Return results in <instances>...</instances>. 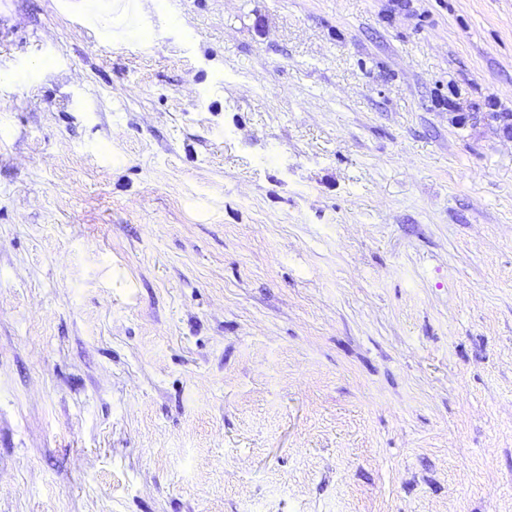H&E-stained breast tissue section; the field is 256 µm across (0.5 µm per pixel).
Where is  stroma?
<instances>
[{
    "label": "stroma",
    "mask_w": 512,
    "mask_h": 512,
    "mask_svg": "<svg viewBox=\"0 0 512 512\" xmlns=\"http://www.w3.org/2000/svg\"><path fill=\"white\" fill-rule=\"evenodd\" d=\"M0 512H512V0H0Z\"/></svg>",
    "instance_id": "stroma-1"
}]
</instances>
